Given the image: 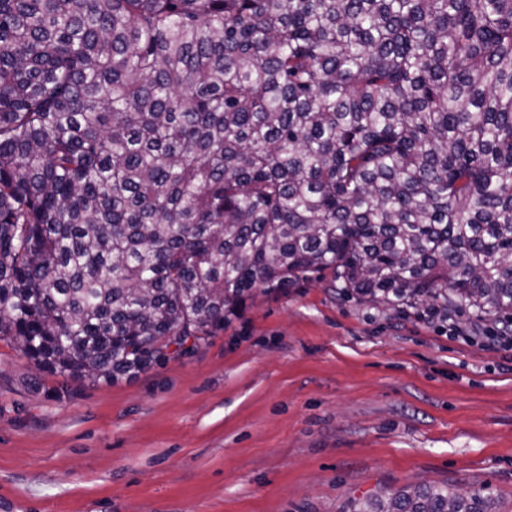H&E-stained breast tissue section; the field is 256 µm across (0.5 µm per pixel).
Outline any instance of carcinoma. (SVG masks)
Masks as SVG:
<instances>
[{"label": "carcinoma", "instance_id": "obj_1", "mask_svg": "<svg viewBox=\"0 0 512 512\" xmlns=\"http://www.w3.org/2000/svg\"><path fill=\"white\" fill-rule=\"evenodd\" d=\"M327 272L512 325V0H0V336L38 368L131 378Z\"/></svg>", "mask_w": 512, "mask_h": 512}]
</instances>
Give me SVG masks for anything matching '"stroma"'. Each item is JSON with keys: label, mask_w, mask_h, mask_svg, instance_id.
I'll return each mask as SVG.
<instances>
[{"label": "stroma", "mask_w": 512, "mask_h": 512, "mask_svg": "<svg viewBox=\"0 0 512 512\" xmlns=\"http://www.w3.org/2000/svg\"><path fill=\"white\" fill-rule=\"evenodd\" d=\"M342 298L257 295L190 355L115 383L0 336V512H347L419 484L512 512V347Z\"/></svg>", "instance_id": "stroma-1"}]
</instances>
